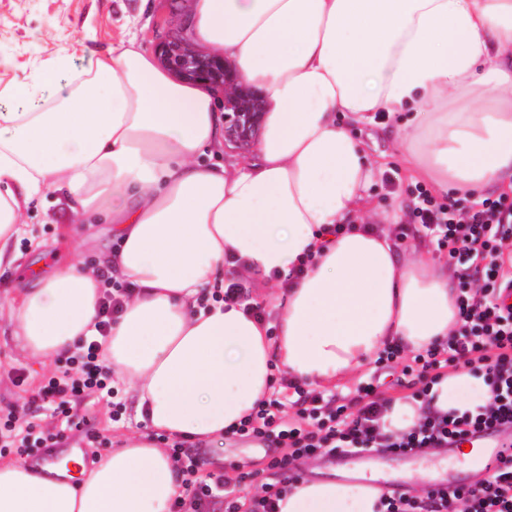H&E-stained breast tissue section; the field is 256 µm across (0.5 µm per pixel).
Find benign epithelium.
Returning a JSON list of instances; mask_svg holds the SVG:
<instances>
[{
	"instance_id": "7a95c632",
	"label": "benign epithelium",
	"mask_w": 512,
	"mask_h": 512,
	"mask_svg": "<svg viewBox=\"0 0 512 512\" xmlns=\"http://www.w3.org/2000/svg\"><path fill=\"white\" fill-rule=\"evenodd\" d=\"M155 50L161 62L178 77L224 91V147L240 154L249 152L261 127L260 98L235 85L225 65L195 50L175 25L168 23L157 30Z\"/></svg>"
}]
</instances>
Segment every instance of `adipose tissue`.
<instances>
[{
    "label": "adipose tissue",
    "instance_id": "1",
    "mask_svg": "<svg viewBox=\"0 0 512 512\" xmlns=\"http://www.w3.org/2000/svg\"><path fill=\"white\" fill-rule=\"evenodd\" d=\"M187 24L263 103L246 164H200L224 145L219 94L133 39L58 48L0 88V272L22 238L39 247L23 215L49 186L75 224L111 225L119 241L34 279L8 311L19 348L69 352L96 333L103 276L133 283L105 360L141 424L76 481L0 463V512H170L178 477L155 435L212 443L276 374L331 385L385 345L447 340L459 317L448 266L423 247L400 254L398 210L367 223L377 166L350 125L414 113L398 146L438 193L512 181V0H193ZM230 261L270 285L276 332L244 304L205 300ZM429 394L435 411H472L488 386L460 369ZM387 495L302 478L278 512H385Z\"/></svg>",
    "mask_w": 512,
    "mask_h": 512
}]
</instances>
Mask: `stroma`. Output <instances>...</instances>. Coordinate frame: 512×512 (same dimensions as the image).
I'll return each mask as SVG.
<instances>
[{
  "label": "stroma",
  "mask_w": 512,
  "mask_h": 512,
  "mask_svg": "<svg viewBox=\"0 0 512 512\" xmlns=\"http://www.w3.org/2000/svg\"><path fill=\"white\" fill-rule=\"evenodd\" d=\"M190 0H0V86L22 78L24 72L58 45L84 42L89 47H108L118 39H151L157 24L179 22L186 14ZM397 121L377 118L373 122L351 127V134L362 144L369 159L381 160L384 169L369 188L373 206L385 211L400 206V222L406 237L401 250L411 246L430 247L431 241L417 232L408 211L412 205L413 182L408 175L399 150L395 147ZM24 220L44 241L42 251H34L20 243V268L0 275V294L14 298L31 266L49 272L55 264L66 261L68 254L61 246L62 230L68 223L65 199L56 191L43 192L41 204L31 206ZM55 363H42L23 355L8 320L0 321V407L22 405L44 380L55 372ZM400 364L375 362L355 376L342 379L324 388L337 403L347 404L359 396L366 385L378 387L386 397L408 395L400 383ZM120 406L121 419L113 421L112 408ZM79 416L89 421L88 428L67 430L51 448H39L25 455L26 463L39 465L48 460L80 458L91 465L97 453L89 444L88 432H95L105 443L137 430L134 400L124 386L114 388L112 400L92 394L77 406ZM195 453L211 462L213 469L242 466L252 469L264 457L266 448L242 443L233 438L215 444L196 443Z\"/></svg>",
  "instance_id": "obj_1"
}]
</instances>
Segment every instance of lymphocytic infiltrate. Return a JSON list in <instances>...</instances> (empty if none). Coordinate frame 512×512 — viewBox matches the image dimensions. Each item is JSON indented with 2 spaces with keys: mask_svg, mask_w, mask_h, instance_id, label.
<instances>
[{
  "mask_svg": "<svg viewBox=\"0 0 512 512\" xmlns=\"http://www.w3.org/2000/svg\"><path fill=\"white\" fill-rule=\"evenodd\" d=\"M411 216L439 249L448 253L461 286L460 320L447 344L403 356L401 350L386 349L385 361L402 359L407 386L416 397L427 398L431 379L460 365L483 374L490 388L488 403L477 411L429 413L417 427L392 438L382 434L377 420L385 400L373 388H365L353 405L337 404L335 398L299 390L295 416H288L278 391L260 400L233 435L245 442L276 448L277 453L261 468L226 476L223 471H205L204 461L193 456L190 443L182 439L169 446V456L181 479L182 490L172 512H212L220 504L224 512H277L280 490L259 483L262 470L286 472L288 481L301 477L296 463L317 454L343 448H389L410 453L464 439L475 429L512 420V311L499 304L502 289L512 287V204L506 194L485 197L471 204L459 200H437L423 186H415ZM96 333L87 337L65 357L60 370L32 391L21 407L0 415V453L14 450L27 454L34 429L28 416L42 409L74 425L73 405L80 398L112 394V370L103 351L112 317L120 312L132 288L130 283L104 278ZM386 512H512V465L494 470L477 486L448 490L429 487L416 500L401 494L390 496Z\"/></svg>",
  "mask_w": 512,
  "mask_h": 512,
  "instance_id": "obj_1",
  "label": "lymphocytic infiltrate"
}]
</instances>
